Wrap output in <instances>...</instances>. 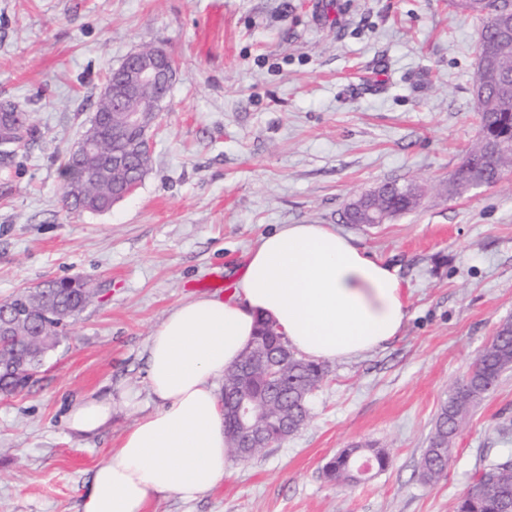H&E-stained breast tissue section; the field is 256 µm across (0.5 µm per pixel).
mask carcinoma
Listing matches in <instances>:
<instances>
[{"instance_id": "obj_1", "label": "carcinoma", "mask_w": 512, "mask_h": 512, "mask_svg": "<svg viewBox=\"0 0 512 512\" xmlns=\"http://www.w3.org/2000/svg\"><path fill=\"white\" fill-rule=\"evenodd\" d=\"M453 5L482 20L477 40V71L475 103L479 115V137L460 166L451 175L448 188L461 191L474 180L487 184L499 182L505 174L512 173V152L498 153L494 143L512 142V38L504 39L491 23L493 0H453ZM96 115L99 116L98 135L102 140L99 155H68L60 176L59 187L63 205L74 212H101L112 207V182L125 179L115 172L100 175L106 157L112 154V126L123 120V114L110 109V103L101 92ZM24 110L12 104L0 107V130L18 123ZM97 182L90 186L87 197L80 200L71 195L70 187L92 178ZM46 303L39 309L36 324L54 318L58 311L81 312L92 297L91 289L81 285H61L51 280L44 285ZM472 374L466 376L443 403L434 422L419 472L427 482H437L445 477L452 458L451 441L474 403L496 386L504 371L512 367V323H503L490 343L479 353ZM293 385L283 404L271 405L272 415L286 414L294 424H305L310 416L309 400L324 375L323 365L293 355L289 368ZM247 391L255 398L263 399L276 394L277 385L260 371L249 377ZM363 459L383 469L388 465L386 453L377 448L356 445L345 448L324 466L327 478L343 484L358 481L357 468ZM512 503V455L491 463L475 474L471 487L462 494L457 512H503L504 502Z\"/></svg>"}]
</instances>
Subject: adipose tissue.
I'll return each mask as SVG.
<instances>
[{
  "instance_id": "adipose-tissue-1",
  "label": "adipose tissue",
  "mask_w": 512,
  "mask_h": 512,
  "mask_svg": "<svg viewBox=\"0 0 512 512\" xmlns=\"http://www.w3.org/2000/svg\"><path fill=\"white\" fill-rule=\"evenodd\" d=\"M406 295L395 268L328 224H286L262 235L225 299L171 310L147 348L157 408L138 417L96 466L80 512H149L170 494L194 500L224 477V406L215 381L238 362L260 319L309 360L351 359L399 336ZM64 420L77 438L112 422V397L85 396Z\"/></svg>"
}]
</instances>
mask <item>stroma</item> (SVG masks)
<instances>
[{
  "instance_id": "stroma-1",
  "label": "stroma",
  "mask_w": 512,
  "mask_h": 512,
  "mask_svg": "<svg viewBox=\"0 0 512 512\" xmlns=\"http://www.w3.org/2000/svg\"><path fill=\"white\" fill-rule=\"evenodd\" d=\"M481 25L450 0H0V103L39 132L0 167V302L64 278L95 290L38 378L0 393V512H79L94 467L156 406L155 326L213 278L230 295L251 246L285 224L333 225L391 263L405 326L364 356L325 361L299 432L155 512H455L476 470L512 452L510 369L458 434L446 477L419 476L441 403L512 321V173L448 193L478 136ZM145 46L177 65L150 170L110 211H69L61 164L106 74ZM393 181L419 187L413 210L344 220L351 200ZM125 391L137 408L71 436L73 400ZM357 444L384 449L388 467L330 481L325 463Z\"/></svg>"
}]
</instances>
